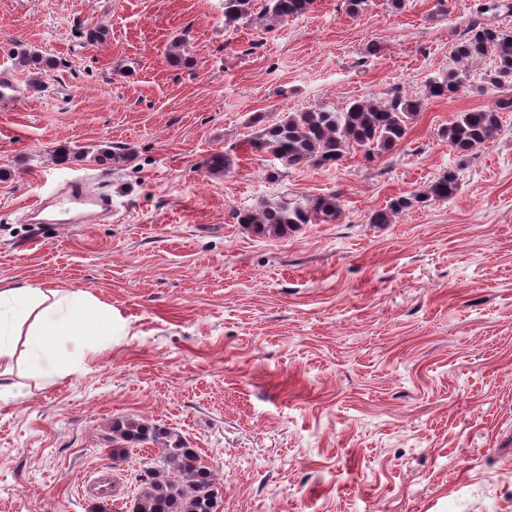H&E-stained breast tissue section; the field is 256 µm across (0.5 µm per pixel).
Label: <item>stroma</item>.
I'll return each instance as SVG.
<instances>
[{
    "label": "stroma",
    "mask_w": 512,
    "mask_h": 512,
    "mask_svg": "<svg viewBox=\"0 0 512 512\" xmlns=\"http://www.w3.org/2000/svg\"><path fill=\"white\" fill-rule=\"evenodd\" d=\"M479 0H315L285 23L224 26V0H0V285L81 289L122 330L75 371L37 376L17 340L0 390V512H92L109 467L130 502L154 445L112 458V424L171 429L216 478L218 512H512V112L468 155L442 131L512 98L454 68ZM108 29L88 43L86 30ZM187 62L170 64L174 39ZM53 61L15 67L19 48ZM423 98L403 141L330 169L250 144L253 114ZM71 156L62 161L60 149ZM120 153V162L100 159ZM229 153L228 172L203 165ZM452 171L449 200L369 223ZM76 177L112 196L104 224H31ZM336 196L340 216L272 240L234 211ZM462 70L460 71V73ZM459 71H449L447 75L442 78H434L428 84V93L433 97H443L448 93L458 91L462 84V79ZM85 492L93 499L111 502L114 497L112 493V470L100 471L87 482Z\"/></svg>",
    "instance_id": "stroma-1"
}]
</instances>
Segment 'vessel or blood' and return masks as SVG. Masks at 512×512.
<instances>
[{
    "label": "vessel or blood",
    "mask_w": 512,
    "mask_h": 512,
    "mask_svg": "<svg viewBox=\"0 0 512 512\" xmlns=\"http://www.w3.org/2000/svg\"><path fill=\"white\" fill-rule=\"evenodd\" d=\"M111 211L112 202L108 197L92 191L84 181L75 180L69 182L57 193L54 210L49 211L41 206L34 209L33 214L42 224L57 222L96 224ZM85 491L91 498L111 501L113 498L111 471L99 472L87 482Z\"/></svg>",
    "instance_id": "obj_1"
}]
</instances>
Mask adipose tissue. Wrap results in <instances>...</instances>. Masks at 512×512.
<instances>
[{
	"mask_svg": "<svg viewBox=\"0 0 512 512\" xmlns=\"http://www.w3.org/2000/svg\"><path fill=\"white\" fill-rule=\"evenodd\" d=\"M120 327L111 307L81 290L0 288V360L13 356L17 336H26L28 364L39 373L75 370Z\"/></svg>",
	"mask_w": 512,
	"mask_h": 512,
	"instance_id": "obj_1",
	"label": "adipose tissue"
}]
</instances>
